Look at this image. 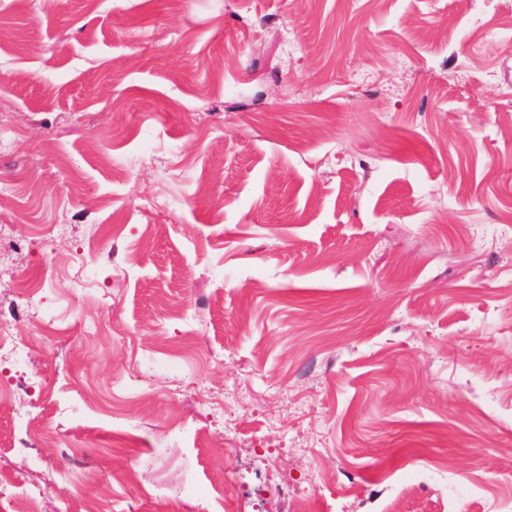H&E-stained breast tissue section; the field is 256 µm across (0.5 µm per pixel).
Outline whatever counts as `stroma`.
Returning a JSON list of instances; mask_svg holds the SVG:
<instances>
[{"mask_svg": "<svg viewBox=\"0 0 512 512\" xmlns=\"http://www.w3.org/2000/svg\"><path fill=\"white\" fill-rule=\"evenodd\" d=\"M511 212L512 0H0V505L497 512ZM46 288L45 282L37 279H23L16 288L17 305L29 307L40 301ZM28 340L23 336H13L0 327V361L1 359L20 360Z\"/></svg>", "mask_w": 512, "mask_h": 512, "instance_id": "stroma-1", "label": "stroma"}]
</instances>
